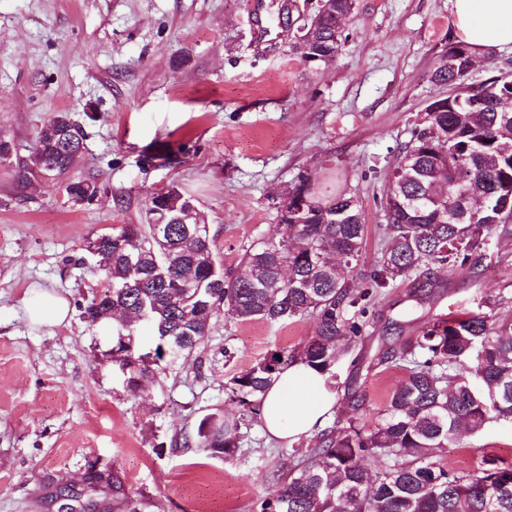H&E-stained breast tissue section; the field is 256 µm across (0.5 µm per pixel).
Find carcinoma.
<instances>
[{"label": "carcinoma", "mask_w": 512, "mask_h": 512, "mask_svg": "<svg viewBox=\"0 0 512 512\" xmlns=\"http://www.w3.org/2000/svg\"><path fill=\"white\" fill-rule=\"evenodd\" d=\"M356 0L329 4L298 21L285 6L278 19L306 38L305 62L328 65L341 47L343 21ZM450 43L438 54L432 80L451 89L448 107L426 113V127L401 146L382 198L388 247L369 274V287L351 288L340 270L358 265L365 225L356 198L347 192L324 199L302 175L286 194L295 208L278 218L276 239L250 247L247 271L224 270L215 235L200 211L180 221L193 198L176 185L150 193L148 223L122 224L93 234L96 262L106 286L92 294L82 315L91 324L112 320V362L135 393L141 379L205 348L219 312L247 322L311 317V336L291 351L272 352L232 377L229 390L255 418L260 400L282 366L299 359L329 375L366 327L374 291L417 273L419 287L434 286L431 266L463 269L483 249L486 235L512 236V74L480 85L467 83L471 55ZM84 126L58 112L36 132L28 156L17 159V190L55 166L65 174L72 151L86 150ZM92 179L65 184L67 196L91 202ZM150 330L144 344L139 327ZM281 358H276V355ZM381 361L404 370L390 392L378 425L356 420L312 448L292 449L288 469L273 471L279 488L256 512H512V465L490 459L471 470H454L439 457L457 445L461 430L481 432L491 423L512 424V318L470 312L427 324L418 335L395 341ZM243 422L211 413L197 423L185 445L230 457ZM380 463L376 470L367 461ZM94 490L111 491L116 506L136 512L121 497L120 479L93 472Z\"/></svg>", "instance_id": "cac0c4a2"}]
</instances>
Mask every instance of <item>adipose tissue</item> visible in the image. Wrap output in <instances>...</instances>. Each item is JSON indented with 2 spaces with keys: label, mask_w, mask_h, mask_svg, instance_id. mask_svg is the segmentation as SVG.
I'll return each instance as SVG.
<instances>
[{
  "label": "adipose tissue",
  "mask_w": 512,
  "mask_h": 512,
  "mask_svg": "<svg viewBox=\"0 0 512 512\" xmlns=\"http://www.w3.org/2000/svg\"><path fill=\"white\" fill-rule=\"evenodd\" d=\"M455 34L475 56L512 47V0H451ZM336 404L327 375L295 361L277 373L261 399L260 418L278 439L320 429Z\"/></svg>",
  "instance_id": "1"
}]
</instances>
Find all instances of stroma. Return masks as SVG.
I'll use <instances>...</instances> for the list:
<instances>
[{
	"label": "stroma",
	"instance_id": "stroma-1",
	"mask_svg": "<svg viewBox=\"0 0 512 512\" xmlns=\"http://www.w3.org/2000/svg\"><path fill=\"white\" fill-rule=\"evenodd\" d=\"M0 0V132L27 156L56 112L84 124L81 159L64 179L16 193L0 165V512H58L56 491L83 486L90 468L112 470L137 512H255L287 468L288 449L313 447L244 429L233 456L184 447L198 420L238 418L234 375L314 330L312 318L240 322L217 315L201 359L179 361L130 393L106 362L112 328L89 324L81 304L103 284L86 240L144 221L145 194L176 184L191 194L225 269L277 230L275 205L298 175L354 195L365 224L356 289L385 247L380 200L402 144L426 106L447 96L431 73L456 42L450 0H357L332 64L289 51L276 0ZM155 155L143 167L145 155ZM94 179L92 203L71 202L64 181ZM418 295L397 279L369 306L362 339L336 368V406L323 429L348 418L377 425L403 373L378 363L393 334L411 337L460 312L493 313L512 299V237L490 234L470 268H435ZM67 300L59 325L29 321L32 286ZM512 463V425L467 434L447 450L453 469L483 458Z\"/></svg>",
	"mask_w": 512,
	"mask_h": 512
}]
</instances>
